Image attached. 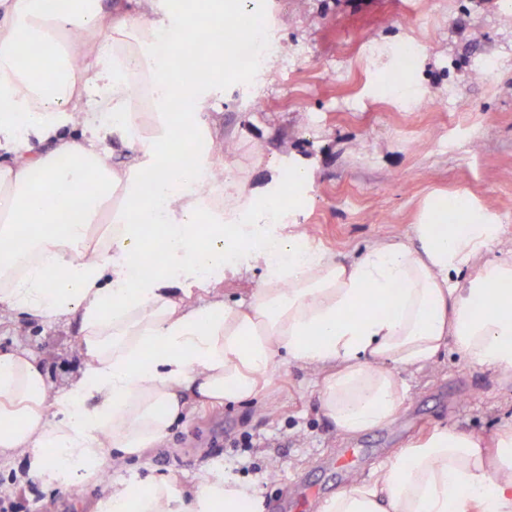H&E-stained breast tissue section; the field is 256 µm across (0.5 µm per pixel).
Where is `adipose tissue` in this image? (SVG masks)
Here are the masks:
<instances>
[{
    "instance_id": "obj_1",
    "label": "adipose tissue",
    "mask_w": 512,
    "mask_h": 512,
    "mask_svg": "<svg viewBox=\"0 0 512 512\" xmlns=\"http://www.w3.org/2000/svg\"><path fill=\"white\" fill-rule=\"evenodd\" d=\"M246 11L128 0L106 20L99 0H0V313L75 318L84 361L58 391L34 356L0 353V460L27 458L44 486L165 443L188 399L258 398L280 356L316 374L349 436L393 423L406 374L447 347L512 380V244L467 196L431 197L406 240L341 261L284 205L310 168L254 188L225 166L214 133L233 48L209 43L174 73L154 43L216 18L258 41ZM27 40L51 45L48 67L20 55ZM95 512H257V496L207 467L192 501L119 479ZM325 512H512V420L486 438L437 427Z\"/></svg>"
}]
</instances>
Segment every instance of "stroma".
<instances>
[{"label":"stroma","instance_id":"obj_1","mask_svg":"<svg viewBox=\"0 0 512 512\" xmlns=\"http://www.w3.org/2000/svg\"><path fill=\"white\" fill-rule=\"evenodd\" d=\"M251 14L274 64L225 76L218 133L234 146L229 167L255 187L270 168L316 165L291 207L317 247L345 257L404 239L438 192L468 194L512 242V0H255ZM78 336L74 320L0 318V350L26 349L57 388L83 366ZM409 385L391 426L342 437L309 371L279 362L259 399L194 404L163 446L78 488L48 489L24 460L0 462V512H91L113 480L189 489L206 464L256 487L264 503L283 502L282 512H323L289 489L313 486L325 499L434 427L487 436L512 418V382L454 349ZM340 448L364 449L356 474L330 465Z\"/></svg>","mask_w":512,"mask_h":512}]
</instances>
